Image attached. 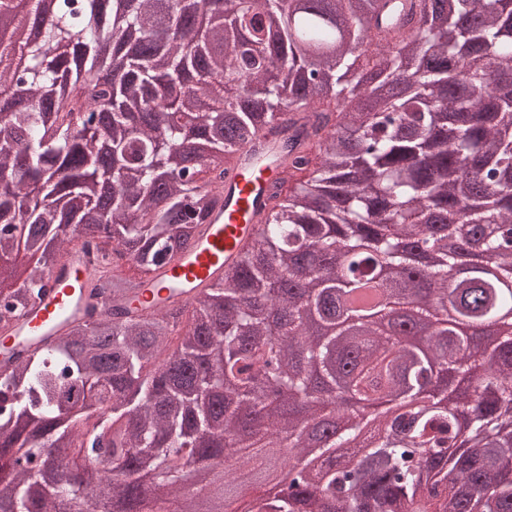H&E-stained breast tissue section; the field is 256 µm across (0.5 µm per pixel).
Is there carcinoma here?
<instances>
[{"instance_id": "cac0c4a2", "label": "carcinoma", "mask_w": 512, "mask_h": 512, "mask_svg": "<svg viewBox=\"0 0 512 512\" xmlns=\"http://www.w3.org/2000/svg\"><path fill=\"white\" fill-rule=\"evenodd\" d=\"M207 2L196 27L166 0H27L19 24L36 38L0 43V61L18 60L0 67V173H18L0 195V270L37 254L0 290V327L41 295L73 240L93 241L88 224L119 225L112 244L145 274L174 258L265 129L281 136L288 172L309 176L271 185L243 262L189 306L135 312L119 306L139 295L135 281L99 279L90 298L110 307L96 320L0 364V486L14 512H55L63 497L96 512L101 487L141 512L145 467L181 500L191 460L236 455L226 434L256 445L240 467L288 434L295 459L278 468L291 473L325 417L336 441L321 468L245 512H512V335L457 334L512 294L479 273L448 285L458 245L512 277V97L488 83L492 71L512 81V15L502 0H423L413 32L389 44L371 38L389 0H311L279 30L268 20L286 0ZM341 18L352 42L321 61ZM133 34L137 48L115 59L108 44ZM381 268L427 291L417 313L442 325L428 337L434 359L408 346L379 359L391 309L356 333L340 325L380 298ZM348 350L367 363L353 396L417 398L434 361L460 371L456 392L446 409L378 420L367 445L338 456L352 415L320 395ZM51 448L90 460L86 480L58 477Z\"/></svg>"}]
</instances>
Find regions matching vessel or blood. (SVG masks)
Here are the masks:
<instances>
[{"label":"vessel or blood","mask_w":512,"mask_h":512,"mask_svg":"<svg viewBox=\"0 0 512 512\" xmlns=\"http://www.w3.org/2000/svg\"><path fill=\"white\" fill-rule=\"evenodd\" d=\"M411 17L410 0H402L396 25L373 28L372 35L395 38L398 31H410ZM255 163L249 151H242L240 162L224 177L223 208L208 218L192 247L143 277L137 308L152 311L189 304L200 288L217 282L240 264L241 245L254 237L259 217L269 208L271 182L288 178L284 168L276 164L256 174ZM107 274L106 267L89 264L81 247H73L66 259L53 267L46 295L14 318L12 335L6 340L8 348L28 349L40 339L63 335L67 324L87 319L89 290Z\"/></svg>","instance_id":"1"}]
</instances>
